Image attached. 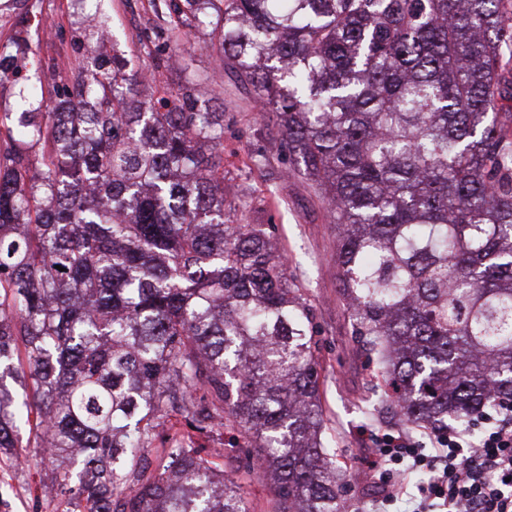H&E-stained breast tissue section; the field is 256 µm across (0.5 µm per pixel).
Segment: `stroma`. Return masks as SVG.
Returning a JSON list of instances; mask_svg holds the SVG:
<instances>
[{
	"instance_id": "stroma-1",
	"label": "stroma",
	"mask_w": 512,
	"mask_h": 512,
	"mask_svg": "<svg viewBox=\"0 0 512 512\" xmlns=\"http://www.w3.org/2000/svg\"><path fill=\"white\" fill-rule=\"evenodd\" d=\"M32 8L36 16L50 18V30L32 27L33 63L63 64L70 53L68 34L78 21L70 0H0V43L16 30L21 12ZM120 50L144 55L148 48L164 47L175 61L156 75L158 85L178 90L188 81L209 82L220 77L224 90V206L241 224L271 225L272 241L287 254L293 284L303 288L315 312L320 340L318 355L320 403L325 436L332 440L337 457L349 472L364 473L362 482L343 480L341 497L346 512H373L380 493L403 483L409 494L419 484L405 465L389 464L369 472L368 460L378 440L395 434L404 422L390 405L380 406L372 421H365L359 406L373 381L374 366L353 328L337 288L336 235L332 217L302 175L291 173V164L278 150L279 131L272 116L261 115L250 88L231 74H218L215 56L202 34L167 37L152 0H102ZM199 447L214 450L213 460L242 486L253 512H268L271 486L259 477L260 449L249 456H225L221 434H195ZM51 471L42 449L22 445L0 454V512H62L66 494L43 496L40 479Z\"/></svg>"
}]
</instances>
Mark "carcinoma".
<instances>
[{"label":"carcinoma","instance_id":"cac0c4a2","mask_svg":"<svg viewBox=\"0 0 512 512\" xmlns=\"http://www.w3.org/2000/svg\"><path fill=\"white\" fill-rule=\"evenodd\" d=\"M276 118L336 228L339 293L384 397L416 428L512 405V13L505 0H164ZM69 32L44 87L0 46V450L35 429L80 512H250L190 438L143 465L169 412L266 449L272 512H341L322 438L314 309L268 224L224 211L211 81L140 91V64ZM63 270H58V267Z\"/></svg>","mask_w":512,"mask_h":512}]
</instances>
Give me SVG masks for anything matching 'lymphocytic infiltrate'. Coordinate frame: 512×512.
I'll return each mask as SVG.
<instances>
[{"label": "lymphocytic infiltrate", "instance_id": "lymphocytic-infiltrate-1", "mask_svg": "<svg viewBox=\"0 0 512 512\" xmlns=\"http://www.w3.org/2000/svg\"><path fill=\"white\" fill-rule=\"evenodd\" d=\"M392 462L431 471L433 479L410 499L404 486L395 485L382 504L404 501V512H512V419H502L476 443L452 430L433 434L430 447L420 448L399 432L378 441L368 468Z\"/></svg>", "mask_w": 512, "mask_h": 512}]
</instances>
